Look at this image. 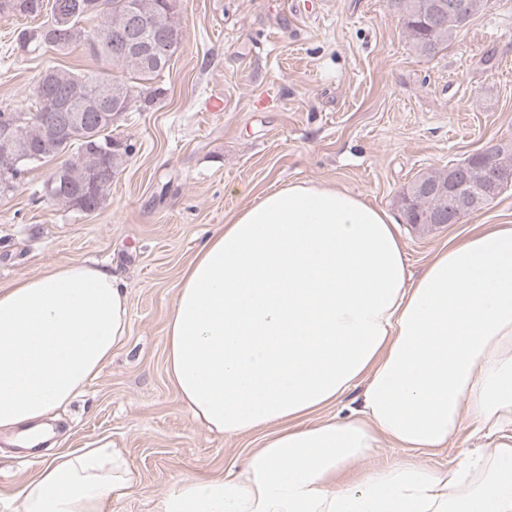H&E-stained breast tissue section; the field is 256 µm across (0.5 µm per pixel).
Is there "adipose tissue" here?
Returning <instances> with one entry per match:
<instances>
[{"label": "adipose tissue", "instance_id": "adipose-tissue-1", "mask_svg": "<svg viewBox=\"0 0 512 512\" xmlns=\"http://www.w3.org/2000/svg\"><path fill=\"white\" fill-rule=\"evenodd\" d=\"M125 287L63 262L0 288V431L71 401L129 334ZM194 418L264 432L241 470L182 475L155 512H512V225L477 224L411 275L388 211L333 187L263 192L203 243L169 314ZM356 394L344 419L321 410ZM489 441L432 469L465 424ZM407 457L374 465L380 437ZM357 460L368 466L348 476ZM139 474L111 448L49 455L11 512H109Z\"/></svg>", "mask_w": 512, "mask_h": 512}]
</instances>
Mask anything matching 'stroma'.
I'll return each instance as SVG.
<instances>
[{
	"label": "stroma",
	"instance_id": "35a3bbf8",
	"mask_svg": "<svg viewBox=\"0 0 512 512\" xmlns=\"http://www.w3.org/2000/svg\"><path fill=\"white\" fill-rule=\"evenodd\" d=\"M178 0L185 41L153 104L124 114L132 150L101 208L83 214L42 191L43 163L0 196V288L67 261L111 270L130 331L112 360L52 422L56 449H118L142 486L112 512H154L173 477H220L259 447L194 421L166 371L165 326L184 269L212 231L271 186L307 181L399 214L417 175L488 140L512 144V0H488L447 49L409 46L387 0ZM0 15V106L28 107L46 67L97 70L83 48L23 56ZM224 107L212 111V100ZM512 224V187L460 223L402 225L411 273L475 224ZM40 449L0 432V512L32 480Z\"/></svg>",
	"mask_w": 512,
	"mask_h": 512
}]
</instances>
